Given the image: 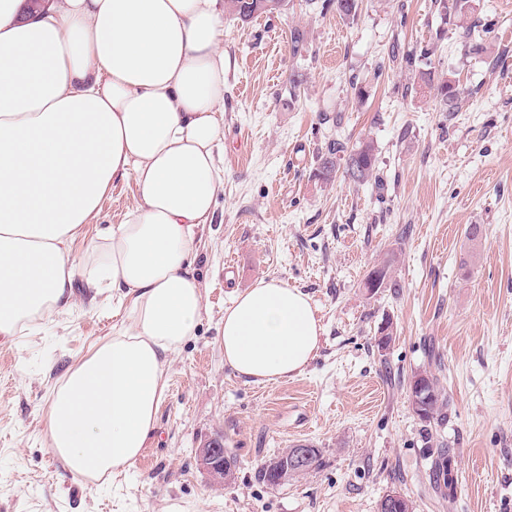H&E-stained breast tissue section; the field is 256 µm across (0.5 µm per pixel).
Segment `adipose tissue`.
Returning <instances> with one entry per match:
<instances>
[{
	"label": "adipose tissue",
	"instance_id": "ef3b65f1",
	"mask_svg": "<svg viewBox=\"0 0 512 512\" xmlns=\"http://www.w3.org/2000/svg\"><path fill=\"white\" fill-rule=\"evenodd\" d=\"M221 0H0V337L50 321L75 277L132 299L127 320L71 366L48 407L68 470H127L156 430L165 368L193 336L190 259L224 184ZM130 176L139 201L83 262L72 246ZM321 326L307 294L259 279L224 311V363L256 384L300 375Z\"/></svg>",
	"mask_w": 512,
	"mask_h": 512
}]
</instances>
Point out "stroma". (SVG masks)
Here are the masks:
<instances>
[{
    "label": "stroma",
    "instance_id": "1",
    "mask_svg": "<svg viewBox=\"0 0 512 512\" xmlns=\"http://www.w3.org/2000/svg\"><path fill=\"white\" fill-rule=\"evenodd\" d=\"M469 15L480 54L434 0H359L352 19L332 0L225 15L224 188L194 263L204 312L168 365L153 440L102 486L76 483L46 444L53 388L131 306L76 281L65 313L0 337V512H377L392 490L415 512H512V0H469ZM424 49L465 98L455 115L405 63ZM336 139L373 142L375 179L317 177ZM137 199L133 177L114 181L75 260ZM382 264L387 284L369 290ZM267 276L308 294L323 332L301 375L261 385L225 365L220 329L236 293ZM424 372L450 400L437 428L453 450L450 503L430 486L411 403ZM210 438L237 460L221 489L195 454ZM298 445L321 450L318 470L258 480Z\"/></svg>",
    "mask_w": 512,
    "mask_h": 512
}]
</instances>
